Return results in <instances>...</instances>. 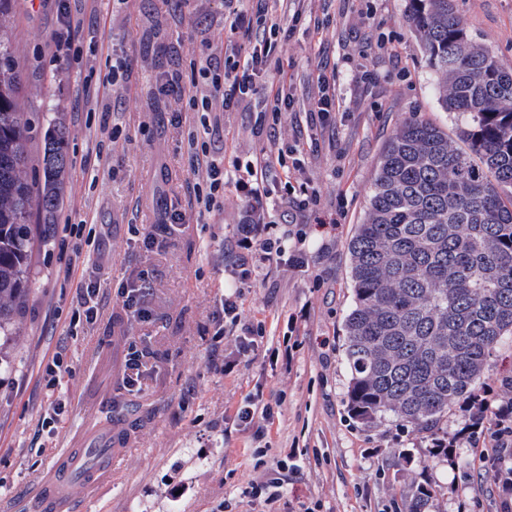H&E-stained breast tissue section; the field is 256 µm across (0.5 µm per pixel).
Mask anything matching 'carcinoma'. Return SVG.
I'll use <instances>...</instances> for the list:
<instances>
[{
	"instance_id": "obj_1",
	"label": "carcinoma",
	"mask_w": 512,
	"mask_h": 512,
	"mask_svg": "<svg viewBox=\"0 0 512 512\" xmlns=\"http://www.w3.org/2000/svg\"><path fill=\"white\" fill-rule=\"evenodd\" d=\"M407 19L455 134L404 122L379 160L348 249L354 305L345 321L354 417L392 416L443 437L448 409L482 419L478 384L512 335V64L475 45L453 0H409ZM20 74L0 39V347L18 346L15 317L30 290L35 241L55 224L68 168L67 128L44 133L43 180L31 176L35 116L18 102ZM430 489L407 493L426 512Z\"/></svg>"
}]
</instances>
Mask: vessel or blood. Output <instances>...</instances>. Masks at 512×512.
I'll use <instances>...</instances> for the list:
<instances>
[{"label":"vessel or blood","mask_w":512,"mask_h":512,"mask_svg":"<svg viewBox=\"0 0 512 512\" xmlns=\"http://www.w3.org/2000/svg\"><path fill=\"white\" fill-rule=\"evenodd\" d=\"M110 456L104 448H71L60 457L51 481L31 497L32 512H69L76 490L97 485L108 471Z\"/></svg>","instance_id":"obj_1"}]
</instances>
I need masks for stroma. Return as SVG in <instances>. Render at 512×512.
Wrapping results in <instances>:
<instances>
[{"mask_svg":"<svg viewBox=\"0 0 512 512\" xmlns=\"http://www.w3.org/2000/svg\"><path fill=\"white\" fill-rule=\"evenodd\" d=\"M473 42L512 63V0H454ZM321 30L298 25L287 47L299 105L283 113L280 143L305 135V107L317 91L318 61L339 71L366 68L368 90L343 99L335 128L306 150L303 173L321 194L322 211L336 222L323 240L309 243L306 262L270 267L243 287L246 317L265 327L257 356L239 359L232 338L219 372L208 362L211 319L220 311L229 256L221 238L239 223L246 203L234 184L224 186V210L159 236L144 249L132 226L162 223L170 204H187L196 179L188 128L174 127L175 96L155 91L157 77L190 61L202 41L224 54L221 0H74L80 25L68 31L56 0H15L7 35L22 75L19 95L40 126L61 118L69 136L68 175L49 245H36L30 295L20 323L22 347L11 349L16 370L0 384V512H29V494L53 472L68 447L86 444L94 426L112 431V483L93 498L77 497L74 512H212L238 497L255 470L249 432L234 423L247 392L285 391L261 467L281 476L288 499L321 504V512H408L410 483L426 481L428 512H502L492 476L479 454L492 447L500 388L512 378V336L494 353L483 379L491 403L481 425L468 411L449 409V434L466 443L447 460L431 455L428 433L404 432L392 418L364 424L347 407L350 371L344 320L353 305L348 242L369 204L377 163L392 135L417 116L445 129L452 113L437 100L435 79L420 40L407 20V0H315ZM121 59L128 68L102 87L97 107L85 100L90 68ZM262 95L220 114L224 168L233 171L269 149L266 129L255 123ZM107 120L115 139L106 143L96 174L83 170L94 144L93 125ZM86 223L94 237L64 238V224ZM100 252L94 277L101 315L77 335L68 323L75 291L57 270L65 261ZM148 276L152 317L134 319L117 302L120 283ZM147 354L148 388L138 398L122 387L129 341ZM62 353L73 374L70 403L53 437L36 454V431L46 416L41 362ZM189 492L175 500V483Z\"/></svg>","mask_w":512,"mask_h":512,"instance_id":"1","label":"stroma"}]
</instances>
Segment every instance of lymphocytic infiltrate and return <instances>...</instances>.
Segmentation results:
<instances>
[{
  "label": "lymphocytic infiltrate",
  "instance_id": "f902f5d3",
  "mask_svg": "<svg viewBox=\"0 0 512 512\" xmlns=\"http://www.w3.org/2000/svg\"><path fill=\"white\" fill-rule=\"evenodd\" d=\"M268 0H223L224 3V60L216 62L213 55L193 60L194 79L184 81L180 71L162 75L160 93H178L183 106L173 112L171 122L180 127L194 123L199 114L212 110L213 102H220L222 111L228 112L241 106L256 93H263L265 106L260 112L261 121L278 120L281 113L293 111L297 102L296 87L292 79L284 78V64L288 60L286 45L292 37L293 27L310 12L312 0H293L294 10L290 27H281L268 15ZM279 73L278 81L265 88H258L257 80L268 70ZM340 78L333 69L318 66L317 93L309 103V121L306 141L317 145L319 132L336 123L339 106L337 88ZM293 160H286L284 152L266 154L238 166L235 188L247 203L244 218L236 224L227 241L235 260L228 272L231 285L222 294L221 314L214 319L211 336L212 348H219L224 341L226 328L237 331L235 338L239 354L255 353V329L246 324L241 286L255 278L260 270L274 264L298 263V256L288 253V240L271 237L267 218L272 211H279L284 223L313 224L324 227L326 218L319 203L320 195L314 187H302L301 199L284 196L278 187L269 183L274 168L282 167L288 173L301 170L304 165L300 148H293ZM192 171L197 177L196 190L189 200L188 210L174 205L167 209L162 223L164 230L180 227L186 222L187 211L203 216L224 208V161L211 151L208 144H201L193 151ZM64 283L74 286L76 306L70 324H94L100 315V287L96 280L80 273L75 260H68L58 269ZM238 425L253 429L256 440H263L273 423L270 403L256 394H247L239 403L234 416Z\"/></svg>",
  "mask_w": 512,
  "mask_h": 512
}]
</instances>
